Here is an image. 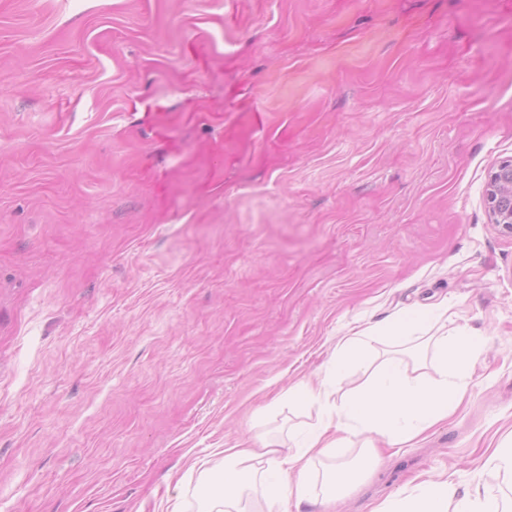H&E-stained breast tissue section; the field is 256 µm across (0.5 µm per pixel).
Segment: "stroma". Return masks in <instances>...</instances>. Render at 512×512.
<instances>
[{"instance_id": "obj_1", "label": "stroma", "mask_w": 512, "mask_h": 512, "mask_svg": "<svg viewBox=\"0 0 512 512\" xmlns=\"http://www.w3.org/2000/svg\"><path fill=\"white\" fill-rule=\"evenodd\" d=\"M512 0H0V512H197L213 449L415 306L464 401L329 512L507 495ZM484 203L490 224L512 236V158L503 160L487 174ZM451 509V510H450ZM373 512H506L492 499L457 496L448 480L425 482L416 493L381 503Z\"/></svg>"}]
</instances>
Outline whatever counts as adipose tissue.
<instances>
[{
	"mask_svg": "<svg viewBox=\"0 0 512 512\" xmlns=\"http://www.w3.org/2000/svg\"><path fill=\"white\" fill-rule=\"evenodd\" d=\"M431 310L410 308L392 319L346 337L329 361L336 378L357 371L369 381L355 392L337 394L331 383L302 385L282 393L296 408L316 406L318 426L296 433L288 442L262 440L259 447L234 445L219 449V470H204L198 512H247L244 500L262 488L267 512H291L307 504L322 512L354 480L368 470L371 456L356 467L336 465L327 474L325 491H317L311 469L314 459L340 444L369 446L375 437L409 442L452 415L462 402L470 366L483 339L458 327L436 336H415L428 326ZM387 346L374 360V344ZM374 512H502L491 499L457 495L445 481L425 482L414 495L381 503Z\"/></svg>",
	"mask_w": 512,
	"mask_h": 512,
	"instance_id": "1",
	"label": "adipose tissue"
}]
</instances>
